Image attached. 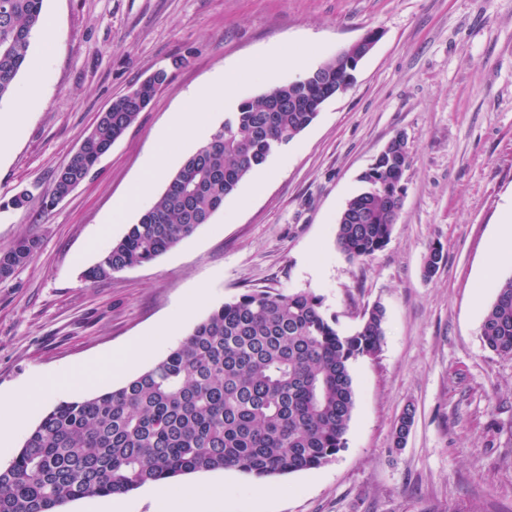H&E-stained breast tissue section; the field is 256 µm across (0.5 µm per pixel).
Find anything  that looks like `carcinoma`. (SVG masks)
<instances>
[{
	"instance_id": "1",
	"label": "carcinoma",
	"mask_w": 512,
	"mask_h": 512,
	"mask_svg": "<svg viewBox=\"0 0 512 512\" xmlns=\"http://www.w3.org/2000/svg\"><path fill=\"white\" fill-rule=\"evenodd\" d=\"M44 0H0V100L32 65L31 38L43 21ZM323 84L268 87L235 111L172 176L138 221L86 272L91 281L143 266L175 247L224 207L241 182L295 140L318 117L304 103L336 88L345 62L329 58L310 70ZM164 69L114 100L98 117L69 163L54 176L49 205L80 184L100 157L132 126L167 81ZM407 145L393 139L388 153L361 176L364 188L337 217L336 246L363 262L390 241L402 203L378 176L406 169ZM34 237L0 248V281L28 264ZM445 262L432 247L423 275ZM385 310L364 312L345 333L312 291H248L197 322L162 359L120 387L63 400L48 410L5 467L0 512H59L88 497L122 495L149 483L232 469L255 480L321 468L346 448L355 406L351 367L374 357L385 336ZM485 348L512 356V278L499 285L480 327ZM414 415L394 432L403 445Z\"/></svg>"
}]
</instances>
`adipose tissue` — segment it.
I'll list each match as a JSON object with an SVG mask.
<instances>
[{
  "label": "adipose tissue",
  "instance_id": "ef3b65f1",
  "mask_svg": "<svg viewBox=\"0 0 512 512\" xmlns=\"http://www.w3.org/2000/svg\"><path fill=\"white\" fill-rule=\"evenodd\" d=\"M231 88L232 83L229 78L219 75L189 93L190 111L174 113L167 126L159 132L157 147L150 163L121 202V209L150 204L151 186L165 175L176 160L175 155L170 152L171 144L180 143L187 146L202 139L210 126L213 108L223 104ZM140 354V346L134 344L115 353L110 363L91 368L85 373L64 372L50 381L36 379L35 394L21 395L14 403L15 424H22L32 399L43 401L53 396L62 387L78 386L87 381L102 378L109 373L116 375L126 373L138 364Z\"/></svg>",
  "mask_w": 512,
  "mask_h": 512
}]
</instances>
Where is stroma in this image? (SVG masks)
<instances>
[{
	"mask_svg": "<svg viewBox=\"0 0 512 512\" xmlns=\"http://www.w3.org/2000/svg\"><path fill=\"white\" fill-rule=\"evenodd\" d=\"M55 52L44 93L0 158V247L31 236L34 259L0 281V425L38 375L78 369L134 342L146 370L177 337L156 335L196 289L181 332L252 289L309 290L342 331L386 310L374 357L352 365L347 446L321 468L271 479L259 498L234 470L181 477L220 485L207 512H512V357L487 350L472 295L488 246L512 209V0H44ZM374 30L379 39L343 94L243 181L210 223L155 261L95 282L83 272L139 214L112 208L141 174L156 133L218 72L233 100L298 79L267 77L280 47L310 65ZM251 69H242L243 61ZM168 80L85 180L44 209L67 164L112 101L158 69ZM404 135L411 157L388 245L365 262L336 247L334 224L362 173ZM30 202L7 203L19 191ZM447 257L431 279L424 258ZM484 278V277H483ZM414 424L404 447L393 427Z\"/></svg>",
	"mask_w": 512,
	"mask_h": 512,
	"instance_id": "obj_1",
	"label": "stroma"
}]
</instances>
